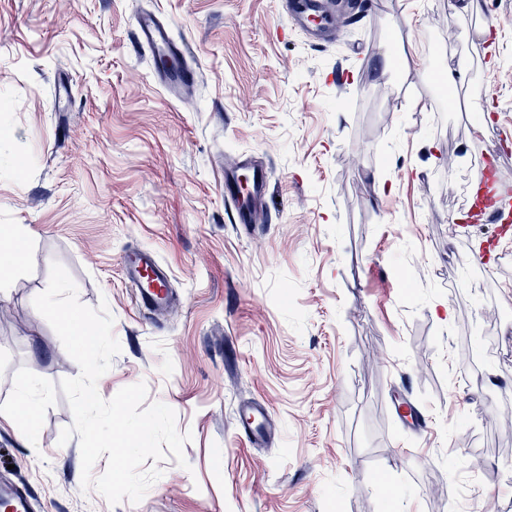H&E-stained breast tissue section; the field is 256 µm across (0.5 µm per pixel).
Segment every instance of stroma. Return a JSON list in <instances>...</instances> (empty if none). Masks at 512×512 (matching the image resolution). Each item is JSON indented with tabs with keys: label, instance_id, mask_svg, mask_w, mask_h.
Returning <instances> with one entry per match:
<instances>
[{
	"label": "stroma",
	"instance_id": "35a3bbf8",
	"mask_svg": "<svg viewBox=\"0 0 512 512\" xmlns=\"http://www.w3.org/2000/svg\"><path fill=\"white\" fill-rule=\"evenodd\" d=\"M351 2L316 45L283 0H0V227L29 255L0 280V471L36 512H512V239L455 230L488 125L512 133V0ZM141 9L200 74L182 98L134 41ZM242 154L271 172L251 236L224 205ZM137 247L169 273L152 319L119 266ZM55 262L114 318L101 397L145 382L192 435L139 503L82 490L79 440L59 441L80 369L33 305ZM25 388L32 442L5 419ZM245 402L268 443L237 431ZM18 404L25 407L30 417H28L22 424L21 432L30 441H34L36 435V421L32 417L39 411L40 403L36 399L32 390L23 391L20 393Z\"/></svg>",
	"mask_w": 512,
	"mask_h": 512
}]
</instances>
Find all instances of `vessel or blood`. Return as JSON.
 Masks as SVG:
<instances>
[{
  "mask_svg": "<svg viewBox=\"0 0 512 512\" xmlns=\"http://www.w3.org/2000/svg\"><path fill=\"white\" fill-rule=\"evenodd\" d=\"M286 22L313 38L335 29L336 16L323 0H288ZM137 43L150 51L155 64V77L165 91L178 95L193 83L196 71L183 59L184 48L178 43L168 22L159 16L142 12L134 19ZM496 153L486 156L487 163L480 178L470 188L463 219L468 223L502 222L505 219V200L498 186L494 162ZM269 170L251 158L241 157L224 168V197L234 210V222L242 230H250L258 209L266 205ZM502 234L512 233L503 224ZM125 279L134 289L139 309L153 313L166 310L170 302L169 276L157 254L148 249H131L120 257ZM239 430L255 441L266 435V416L262 406L248 404L239 411ZM31 494L26 484L0 479V512H31Z\"/></svg>",
  "mask_w": 512,
  "mask_h": 512,
  "instance_id": "1",
  "label": "vessel or blood"
}]
</instances>
